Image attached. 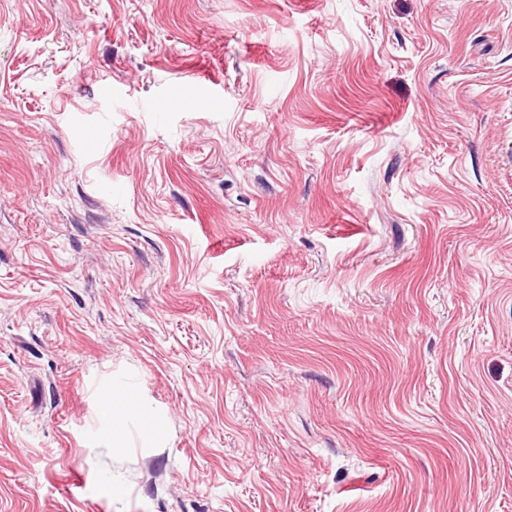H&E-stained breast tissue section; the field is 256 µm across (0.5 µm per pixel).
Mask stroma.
I'll return each instance as SVG.
<instances>
[{
  "label": "stroma",
  "mask_w": 512,
  "mask_h": 512,
  "mask_svg": "<svg viewBox=\"0 0 512 512\" xmlns=\"http://www.w3.org/2000/svg\"><path fill=\"white\" fill-rule=\"evenodd\" d=\"M0 512H512V0H0ZM102 416L112 423V451L115 454H122L133 438L150 445L147 448H159L164 443L162 417L132 388L112 381V394L102 402ZM116 422H131L133 428L115 429Z\"/></svg>",
  "instance_id": "35a3bbf8"
}]
</instances>
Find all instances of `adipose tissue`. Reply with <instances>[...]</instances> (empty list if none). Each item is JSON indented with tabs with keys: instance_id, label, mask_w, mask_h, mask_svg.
<instances>
[{
	"instance_id": "ef3b65f1",
	"label": "adipose tissue",
	"mask_w": 512,
	"mask_h": 512,
	"mask_svg": "<svg viewBox=\"0 0 512 512\" xmlns=\"http://www.w3.org/2000/svg\"><path fill=\"white\" fill-rule=\"evenodd\" d=\"M102 415L117 428L112 432V450L122 454L129 440L138 439L153 448L164 443L162 417L134 389L113 385L111 394L102 402Z\"/></svg>"
}]
</instances>
